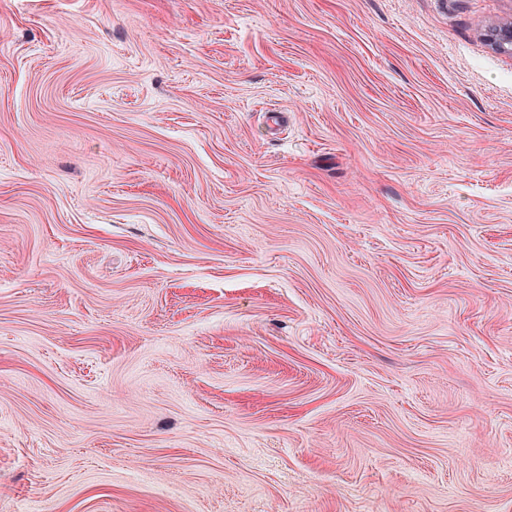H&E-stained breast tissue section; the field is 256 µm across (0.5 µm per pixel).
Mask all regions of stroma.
<instances>
[{
    "instance_id": "1",
    "label": "stroma",
    "mask_w": 512,
    "mask_h": 512,
    "mask_svg": "<svg viewBox=\"0 0 512 512\" xmlns=\"http://www.w3.org/2000/svg\"><path fill=\"white\" fill-rule=\"evenodd\" d=\"M512 0H0V512H512Z\"/></svg>"
}]
</instances>
